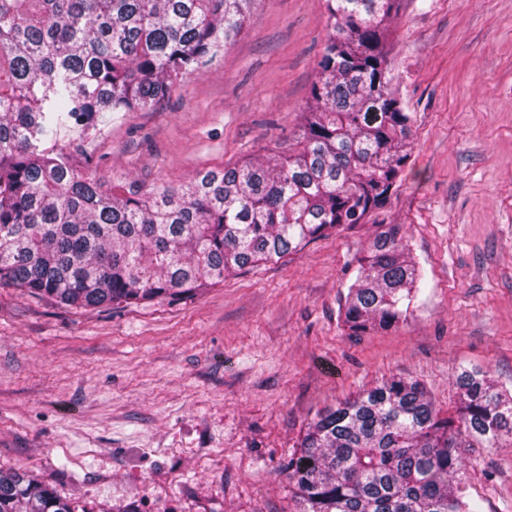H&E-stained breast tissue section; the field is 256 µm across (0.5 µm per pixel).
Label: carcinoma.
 <instances>
[{
  "label": "carcinoma",
  "instance_id": "cac0c4a2",
  "mask_svg": "<svg viewBox=\"0 0 512 512\" xmlns=\"http://www.w3.org/2000/svg\"><path fill=\"white\" fill-rule=\"evenodd\" d=\"M251 0H0V284L88 308L179 299L359 224L411 157L385 22L398 0H328L334 20L288 148L199 174L183 189L106 187L72 155L107 112H137L224 50ZM421 271L389 228L343 295L357 333L402 322ZM443 416L426 386L392 377L316 415L288 460L302 512H479L460 449L512 437V393L461 369ZM0 512H77L0 470Z\"/></svg>",
  "mask_w": 512,
  "mask_h": 512
}]
</instances>
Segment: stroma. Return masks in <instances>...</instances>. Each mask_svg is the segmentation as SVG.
Listing matches in <instances>:
<instances>
[{
  "label": "stroma",
  "mask_w": 512,
  "mask_h": 512,
  "mask_svg": "<svg viewBox=\"0 0 512 512\" xmlns=\"http://www.w3.org/2000/svg\"><path fill=\"white\" fill-rule=\"evenodd\" d=\"M330 32L327 0H254L167 97L106 113L75 167L177 188L287 147ZM386 51L411 158L361 224L175 301L85 310L0 286V470L89 512H299L286 464L319 411L401 376L451 413L463 368L512 389V0H400ZM387 224L420 292L398 327L354 333L342 293ZM461 454L482 512H512V446Z\"/></svg>",
  "instance_id": "obj_1"
}]
</instances>
